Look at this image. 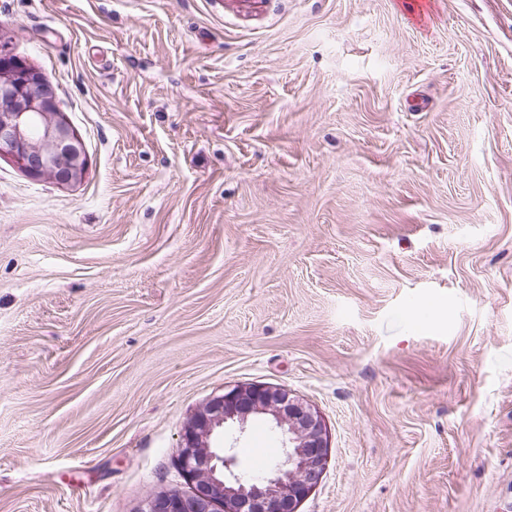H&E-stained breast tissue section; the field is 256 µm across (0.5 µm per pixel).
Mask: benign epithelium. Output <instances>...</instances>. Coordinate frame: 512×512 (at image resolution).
I'll return each mask as SVG.
<instances>
[{
    "label": "benign epithelium",
    "instance_id": "obj_1",
    "mask_svg": "<svg viewBox=\"0 0 512 512\" xmlns=\"http://www.w3.org/2000/svg\"><path fill=\"white\" fill-rule=\"evenodd\" d=\"M11 156L30 177L59 185L80 182L87 170L82 140L58 111L55 92L36 68L0 48V156ZM264 416L285 437L284 457L260 481L237 470L233 448L213 445L228 428L244 432ZM321 417L283 388L237 385L209 400L185 424L179 465L190 491H161L141 512H298L320 482L327 461Z\"/></svg>",
    "mask_w": 512,
    "mask_h": 512
}]
</instances>
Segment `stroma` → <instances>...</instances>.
Listing matches in <instances>:
<instances>
[{
    "label": "stroma",
    "mask_w": 512,
    "mask_h": 512,
    "mask_svg": "<svg viewBox=\"0 0 512 512\" xmlns=\"http://www.w3.org/2000/svg\"><path fill=\"white\" fill-rule=\"evenodd\" d=\"M1 45L88 169L0 157V512L188 491L243 384L326 427L299 512H512V0H0Z\"/></svg>",
    "instance_id": "stroma-1"
}]
</instances>
